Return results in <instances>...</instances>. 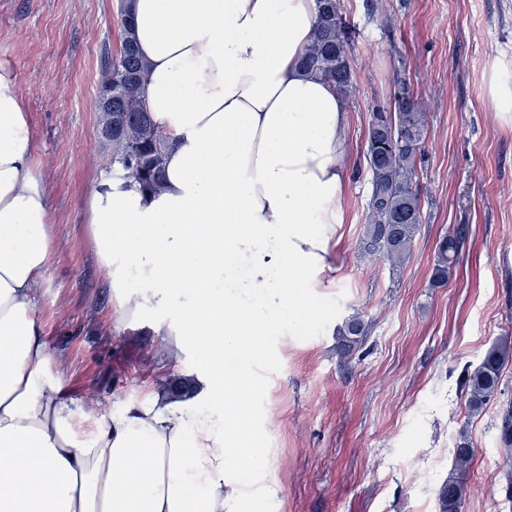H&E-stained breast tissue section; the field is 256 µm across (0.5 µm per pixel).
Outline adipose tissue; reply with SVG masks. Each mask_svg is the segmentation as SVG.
<instances>
[{
	"mask_svg": "<svg viewBox=\"0 0 512 512\" xmlns=\"http://www.w3.org/2000/svg\"><path fill=\"white\" fill-rule=\"evenodd\" d=\"M128 5L165 187L102 179L85 217L115 326L156 314L163 350L196 356L199 387L86 415L46 380L48 191L17 75L0 64V512H255L278 498L238 402L265 337L316 314L294 290L329 269L346 221L349 113L300 68L316 0Z\"/></svg>",
	"mask_w": 512,
	"mask_h": 512,
	"instance_id": "1",
	"label": "adipose tissue"
}]
</instances>
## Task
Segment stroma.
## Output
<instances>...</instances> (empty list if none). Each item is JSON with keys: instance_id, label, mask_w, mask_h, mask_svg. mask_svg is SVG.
Wrapping results in <instances>:
<instances>
[{"instance_id": "1", "label": "stroma", "mask_w": 512, "mask_h": 512, "mask_svg": "<svg viewBox=\"0 0 512 512\" xmlns=\"http://www.w3.org/2000/svg\"><path fill=\"white\" fill-rule=\"evenodd\" d=\"M119 0H0V63L19 81L45 183L53 256L36 292L48 380L80 412L118 409L146 389L197 378L193 354L161 351L149 314L112 326L113 291L96 262L83 207L112 173L98 126V80L121 44ZM356 91L346 105L345 207L332 269L310 294L319 313L270 336L248 398L281 486L278 512H439L438 491L466 434L462 512H512L499 488L512 449L497 429L512 400L471 413L462 384L494 343L512 338V118L485 94L512 63V0H342ZM406 81L425 116L415 180L423 215L402 268L360 254L371 185L364 158L373 112ZM466 227L459 260L434 283L436 244ZM363 313L372 329L348 366L334 329Z\"/></svg>"}]
</instances>
